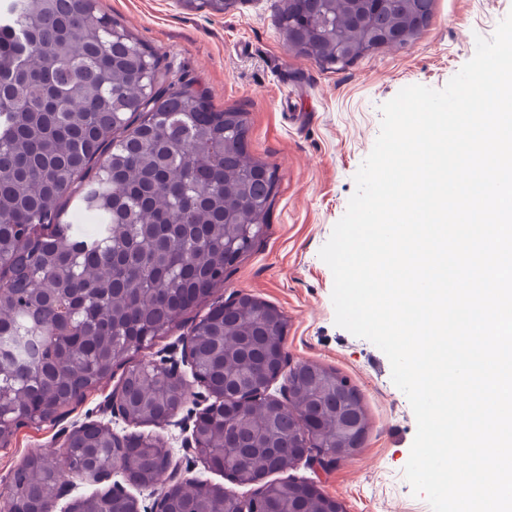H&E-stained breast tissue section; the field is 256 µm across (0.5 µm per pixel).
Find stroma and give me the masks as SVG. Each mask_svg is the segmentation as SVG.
Returning a JSON list of instances; mask_svg holds the SVG:
<instances>
[{"label":"stroma","instance_id":"obj_1","mask_svg":"<svg viewBox=\"0 0 512 512\" xmlns=\"http://www.w3.org/2000/svg\"><path fill=\"white\" fill-rule=\"evenodd\" d=\"M99 6L171 73L191 78L215 109L247 112V149L279 177L265 232L253 249L221 288L167 336L140 349L138 359L158 362L182 348L194 323L238 294L274 305L288 320L286 365L314 362L347 376L369 420L366 440L352 458L318 472L302 461L289 476L316 481L345 512H431L404 476L417 430L410 403L393 384L386 355L336 325L333 274L319 251L355 191L354 176L380 131L381 105L409 85L444 88L474 56L477 37H492L512 13V0H435L429 25L411 44L380 48L339 70L288 47L278 27L280 0H241L215 14L187 9L181 0H99ZM117 385L110 379L65 416L19 428L0 447V482L30 453H60L62 432L99 423L122 436L159 437L172 467L185 476L240 496L253 493V486L204 468L186 450L203 402L190 398L173 422L139 427L106 412Z\"/></svg>","mask_w":512,"mask_h":512}]
</instances>
